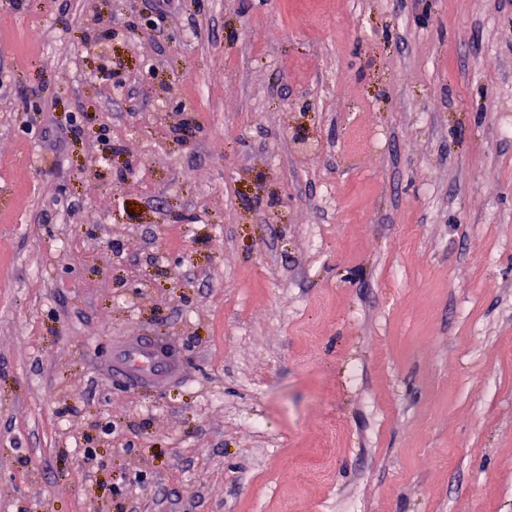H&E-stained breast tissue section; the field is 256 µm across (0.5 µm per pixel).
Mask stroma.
I'll return each instance as SVG.
<instances>
[{"mask_svg":"<svg viewBox=\"0 0 512 512\" xmlns=\"http://www.w3.org/2000/svg\"><path fill=\"white\" fill-rule=\"evenodd\" d=\"M148 3L0 0V512H512V0ZM111 370L114 377L133 388L162 385L180 373L175 354L159 350L150 336H129L117 345Z\"/></svg>","mask_w":512,"mask_h":512,"instance_id":"stroma-1","label":"stroma"}]
</instances>
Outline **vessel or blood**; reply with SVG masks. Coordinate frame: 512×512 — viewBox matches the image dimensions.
Instances as JSON below:
<instances>
[{"instance_id": "obj_1", "label": "vessel or blood", "mask_w": 512, "mask_h": 512, "mask_svg": "<svg viewBox=\"0 0 512 512\" xmlns=\"http://www.w3.org/2000/svg\"><path fill=\"white\" fill-rule=\"evenodd\" d=\"M111 370L114 377L133 388L162 385L179 375L176 356L159 350L148 336H131L117 345Z\"/></svg>"}]
</instances>
